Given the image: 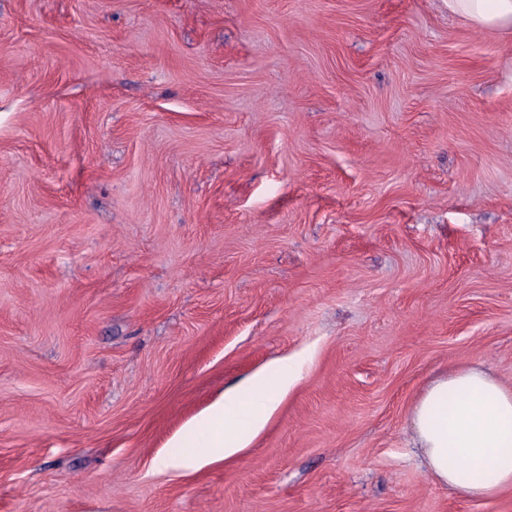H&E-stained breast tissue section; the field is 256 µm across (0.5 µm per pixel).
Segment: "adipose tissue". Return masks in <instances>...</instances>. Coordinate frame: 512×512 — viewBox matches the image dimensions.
<instances>
[{"label": "adipose tissue", "instance_id": "adipose-tissue-1", "mask_svg": "<svg viewBox=\"0 0 512 512\" xmlns=\"http://www.w3.org/2000/svg\"><path fill=\"white\" fill-rule=\"evenodd\" d=\"M472 27L512 37V0H448ZM284 356L227 389L192 422L188 453L164 468L199 469L236 456L266 428L297 379ZM412 443L434 482L467 499L512 488V386L482 364L458 366L432 379L410 407Z\"/></svg>", "mask_w": 512, "mask_h": 512}]
</instances>
